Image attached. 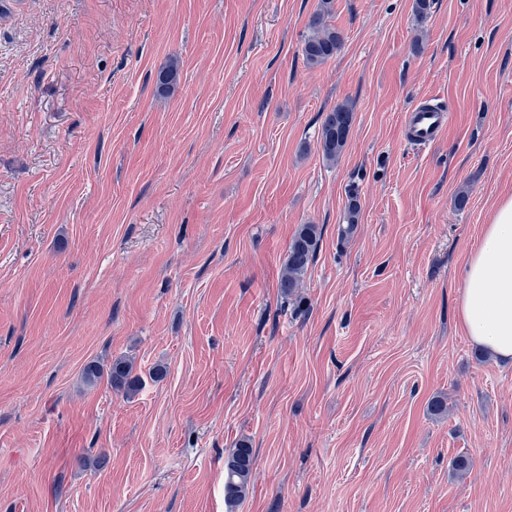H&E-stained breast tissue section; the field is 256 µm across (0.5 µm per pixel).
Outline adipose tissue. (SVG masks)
<instances>
[{"label": "adipose tissue", "mask_w": 512, "mask_h": 512, "mask_svg": "<svg viewBox=\"0 0 512 512\" xmlns=\"http://www.w3.org/2000/svg\"><path fill=\"white\" fill-rule=\"evenodd\" d=\"M460 325L490 357L512 363V196L499 200L462 272Z\"/></svg>", "instance_id": "adipose-tissue-1"}]
</instances>
